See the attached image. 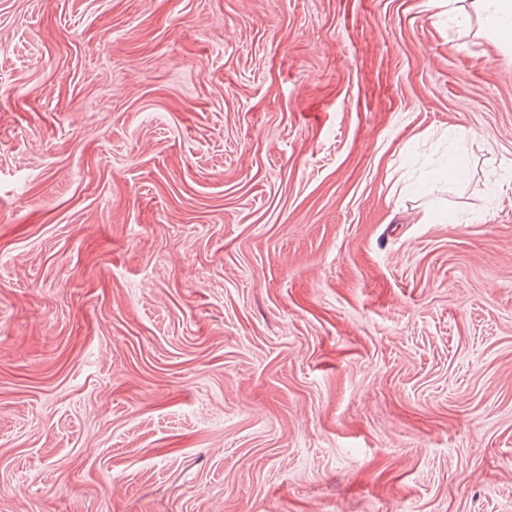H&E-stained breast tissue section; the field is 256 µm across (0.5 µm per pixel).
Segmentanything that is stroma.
Wrapping results in <instances>:
<instances>
[{"instance_id":"stroma-1","label":"stroma","mask_w":512,"mask_h":512,"mask_svg":"<svg viewBox=\"0 0 512 512\" xmlns=\"http://www.w3.org/2000/svg\"><path fill=\"white\" fill-rule=\"evenodd\" d=\"M0 512H512L482 0H0Z\"/></svg>"}]
</instances>
